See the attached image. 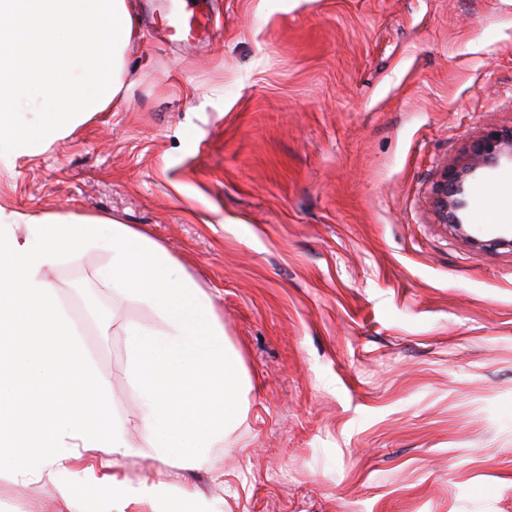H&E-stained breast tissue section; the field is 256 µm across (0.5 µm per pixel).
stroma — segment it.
Segmentation results:
<instances>
[{"label":"stroma","mask_w":512,"mask_h":512,"mask_svg":"<svg viewBox=\"0 0 512 512\" xmlns=\"http://www.w3.org/2000/svg\"><path fill=\"white\" fill-rule=\"evenodd\" d=\"M125 101L0 158V206L109 215L207 292L248 377V411L186 482L205 512H512V0H206L208 39L168 37L130 0ZM458 171L462 231L434 187ZM489 211L497 225L477 220ZM91 252L47 269L116 415L127 347ZM50 483L0 477V512H62ZM512 134L500 132L498 130L489 131L481 140L475 142L472 146V152L475 156L482 160L492 162L498 153L501 152V145Z\"/></svg>","instance_id":"1"}]
</instances>
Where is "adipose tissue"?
Returning <instances> with one entry per match:
<instances>
[{
  "label": "adipose tissue",
  "instance_id": "1",
  "mask_svg": "<svg viewBox=\"0 0 512 512\" xmlns=\"http://www.w3.org/2000/svg\"><path fill=\"white\" fill-rule=\"evenodd\" d=\"M136 33L128 0H0V149L70 134L116 105L124 52ZM48 109L17 121L27 91ZM26 225V236L16 234ZM108 253L94 278L116 301L149 306L159 325L118 324L129 346L133 414L117 416L108 382L90 368L74 323L44 271L90 251ZM244 368L230 353L210 297L159 242L110 216L32 218L0 207V470L49 481L66 512H84L73 483L107 491L100 512L192 502L181 485L132 483L120 471L137 431L160 464L202 469L244 416Z\"/></svg>",
  "mask_w": 512,
  "mask_h": 512
}]
</instances>
